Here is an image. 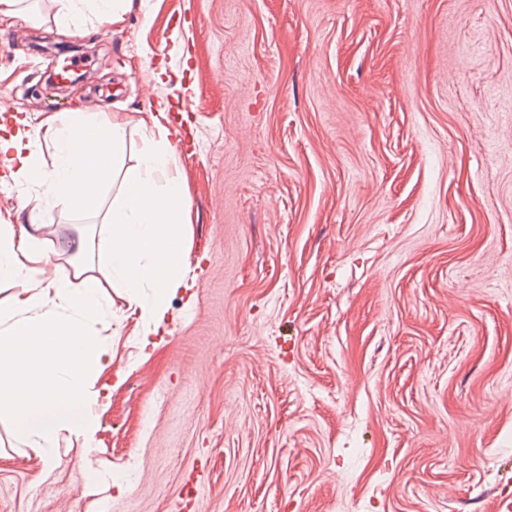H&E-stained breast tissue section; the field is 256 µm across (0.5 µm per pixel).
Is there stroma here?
Masks as SVG:
<instances>
[{"label": "stroma", "instance_id": "stroma-1", "mask_svg": "<svg viewBox=\"0 0 512 512\" xmlns=\"http://www.w3.org/2000/svg\"><path fill=\"white\" fill-rule=\"evenodd\" d=\"M0 20V105L39 137L165 103L189 289H110L91 440L0 418V512H498L512 493V0H128ZM90 58L46 84L63 48ZM160 80H153L154 72ZM36 190L9 182L0 225ZM110 470L111 484L92 467ZM57 4L55 25L65 31L79 30L86 25L87 13L100 22L112 14V23L121 19L124 0H53Z\"/></svg>", "mask_w": 512, "mask_h": 512}]
</instances>
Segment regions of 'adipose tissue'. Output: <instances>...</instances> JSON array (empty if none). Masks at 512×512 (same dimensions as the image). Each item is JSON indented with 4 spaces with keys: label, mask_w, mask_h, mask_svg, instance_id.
<instances>
[{
    "label": "adipose tissue",
    "mask_w": 512,
    "mask_h": 512,
    "mask_svg": "<svg viewBox=\"0 0 512 512\" xmlns=\"http://www.w3.org/2000/svg\"><path fill=\"white\" fill-rule=\"evenodd\" d=\"M55 2L56 26L71 31L91 15L120 19L123 0ZM165 118L162 104L141 118L145 147L122 170L117 164L126 151V131L98 113L52 118L55 162L49 169L38 165L41 146L29 135L0 137L13 180L40 191L31 223L0 225V280L16 289L9 303H0V413L12 422L16 440L41 457H53L62 436L87 437L96 428L98 395L89 376L92 367L110 360L105 340L86 331L88 323L107 318L99 271L157 329L167 323L169 296L186 285L187 199L174 174L175 148ZM90 136L97 152L76 165ZM114 182L120 198L103 206ZM62 201L77 213L101 216L107 235L95 241L80 233L58 243L46 238L45 220Z\"/></svg>",
    "instance_id": "obj_1"
}]
</instances>
